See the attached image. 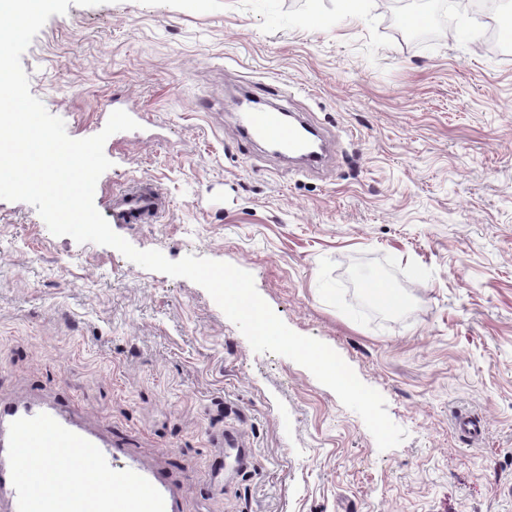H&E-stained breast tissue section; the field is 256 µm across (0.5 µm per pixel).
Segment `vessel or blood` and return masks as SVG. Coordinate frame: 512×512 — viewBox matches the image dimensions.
Returning a JSON list of instances; mask_svg holds the SVG:
<instances>
[{"mask_svg":"<svg viewBox=\"0 0 512 512\" xmlns=\"http://www.w3.org/2000/svg\"><path fill=\"white\" fill-rule=\"evenodd\" d=\"M245 138L250 142L261 140L276 145L292 156H307V138L303 125L287 123L277 110L257 109L250 112ZM165 209L163 194L147 180L139 181L131 189L113 198L114 217L124 224L144 216H158ZM41 413L48 414L66 429L98 447L111 468L128 469L146 478L163 495L165 512H178L173 494L156 472L126 457L124 448L81 424L70 411L34 399L0 402V512H18L17 493L11 481L8 459L9 427L17 419L31 418Z\"/></svg>","mask_w":512,"mask_h":512,"instance_id":"vessel-or-blood-1","label":"vessel or blood"}]
</instances>
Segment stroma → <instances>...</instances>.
I'll list each match as a JSON object with an SVG mask.
<instances>
[{"label": "stroma", "instance_id": "1", "mask_svg": "<svg viewBox=\"0 0 512 512\" xmlns=\"http://www.w3.org/2000/svg\"><path fill=\"white\" fill-rule=\"evenodd\" d=\"M460 0H105L21 57L74 139L118 109L94 195L149 178L113 230L252 274L408 433L382 451L304 367L257 353L198 284L51 234L0 200V401L71 411L160 471L181 512H512V51ZM332 133L319 173L237 127V90ZM379 288L398 295L380 305ZM482 417L468 443L458 414ZM250 455L218 461L217 435ZM224 465L223 483L212 469ZM113 214L118 222L127 224L143 216H158L166 210L163 194L149 180H140L134 187L113 197Z\"/></svg>", "mask_w": 512, "mask_h": 512}]
</instances>
